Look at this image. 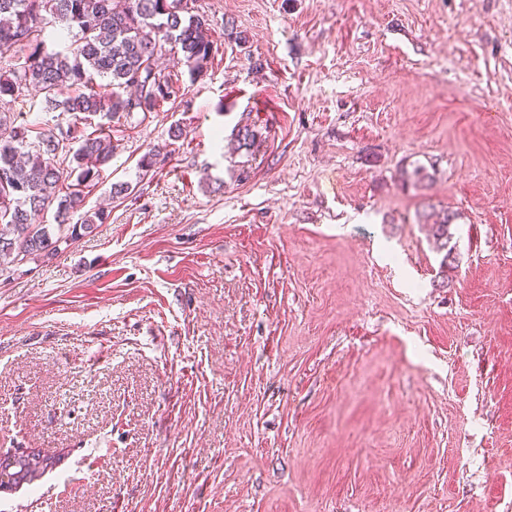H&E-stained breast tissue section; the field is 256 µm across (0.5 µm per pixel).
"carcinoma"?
<instances>
[{
    "label": "carcinoma",
    "mask_w": 512,
    "mask_h": 512,
    "mask_svg": "<svg viewBox=\"0 0 512 512\" xmlns=\"http://www.w3.org/2000/svg\"><path fill=\"white\" fill-rule=\"evenodd\" d=\"M190 0H0V52L11 51V68L0 72V103L12 102L34 89L73 121L34 131L0 113V276L10 267L52 245L50 225L36 216L55 212L63 232L72 215L71 239L104 224L109 212L84 210L97 186L99 168L112 162L116 145L111 132L94 117L110 121L153 112L171 100L178 75L158 70L167 51L181 55L191 80L208 71L213 44L208 23L189 13ZM75 31L64 50L50 51L48 28ZM66 97L58 99L61 91ZM237 148L247 151L257 140L245 124L235 134ZM430 227L441 267L448 266V240L454 215L444 211L423 216ZM10 474L33 484L58 459L28 460L20 454Z\"/></svg>",
    "instance_id": "carcinoma-1"
}]
</instances>
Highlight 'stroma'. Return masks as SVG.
<instances>
[{
    "label": "stroma",
    "instance_id": "stroma-1",
    "mask_svg": "<svg viewBox=\"0 0 512 512\" xmlns=\"http://www.w3.org/2000/svg\"><path fill=\"white\" fill-rule=\"evenodd\" d=\"M192 11L86 206L130 194L0 276V453L64 454L0 512H512V0ZM108 218L109 212L104 208L94 209L93 212L90 210L84 211L80 224H72V230L70 233L71 240H74L81 235L79 232L80 230H83L84 233H90L94 228V224L106 223ZM433 219L431 215H423L424 223L430 227L431 235L434 240L437 251L440 253L445 251L441 261V268L448 267V258L451 252L448 253V240L451 238L450 226L453 223L454 215L449 214L448 211H442L436 215V219L432 223L429 221Z\"/></svg>",
    "mask_w": 512,
    "mask_h": 512
}]
</instances>
